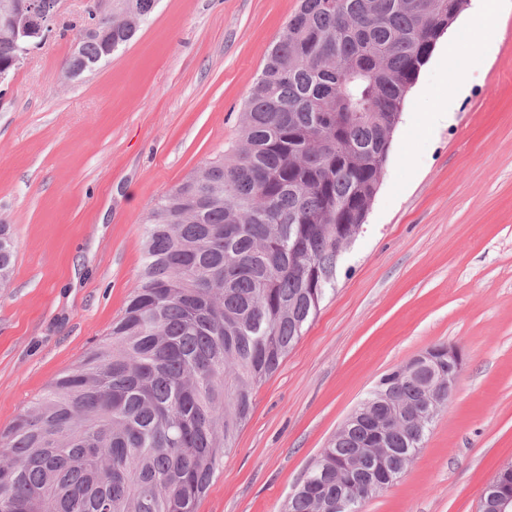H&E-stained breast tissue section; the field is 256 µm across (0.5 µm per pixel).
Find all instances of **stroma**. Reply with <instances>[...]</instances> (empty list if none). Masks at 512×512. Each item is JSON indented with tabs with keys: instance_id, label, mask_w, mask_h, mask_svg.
Listing matches in <instances>:
<instances>
[{
	"instance_id": "stroma-1",
	"label": "stroma",
	"mask_w": 512,
	"mask_h": 512,
	"mask_svg": "<svg viewBox=\"0 0 512 512\" xmlns=\"http://www.w3.org/2000/svg\"><path fill=\"white\" fill-rule=\"evenodd\" d=\"M92 0L0 83V428L106 341L159 198L240 142L246 97L299 0H157L135 39L70 76ZM456 46L453 68L440 48ZM391 134L378 192L334 291L278 371L197 512H284L378 380L444 343L455 389L412 464L362 512H478L512 462V14L461 13ZM447 91L453 118H422ZM15 258V244L10 226L0 224V288L1 278L7 280L11 275Z\"/></svg>"
}]
</instances>
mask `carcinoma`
I'll return each mask as SVG.
<instances>
[{
  "label": "carcinoma",
  "instance_id": "obj_1",
  "mask_svg": "<svg viewBox=\"0 0 512 512\" xmlns=\"http://www.w3.org/2000/svg\"><path fill=\"white\" fill-rule=\"evenodd\" d=\"M467 0H301L267 56L231 156L165 193L144 225L143 263L108 340L0 429V512H197L257 388L333 289L336 230L352 242L376 195L394 117L448 13ZM0 0V73L27 46ZM156 0H112L80 34L73 77L129 44ZM15 258L0 224V279ZM448 387L383 375L322 449L287 512H360L356 460L388 449L398 477L422 447L428 399Z\"/></svg>",
  "mask_w": 512,
  "mask_h": 512
}]
</instances>
